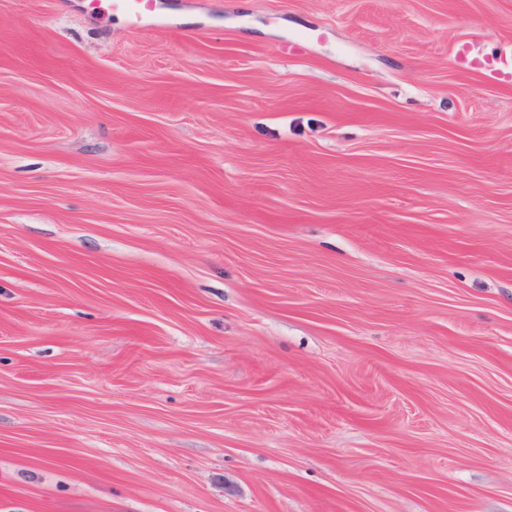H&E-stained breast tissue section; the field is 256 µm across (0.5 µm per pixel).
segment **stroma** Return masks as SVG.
Here are the masks:
<instances>
[{"label":"stroma","instance_id":"stroma-1","mask_svg":"<svg viewBox=\"0 0 512 512\" xmlns=\"http://www.w3.org/2000/svg\"><path fill=\"white\" fill-rule=\"evenodd\" d=\"M0 0V512H512V0ZM91 12L123 9L128 15L140 20L152 10V0H90L87 4ZM455 63L464 70L480 71L492 81L512 82V42L491 53H484L477 41L463 42L456 50Z\"/></svg>","mask_w":512,"mask_h":512}]
</instances>
